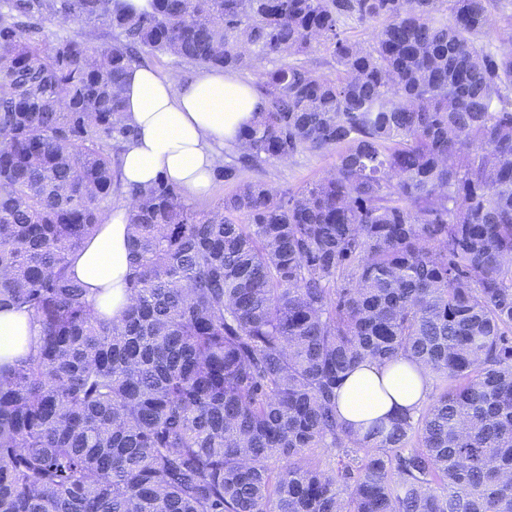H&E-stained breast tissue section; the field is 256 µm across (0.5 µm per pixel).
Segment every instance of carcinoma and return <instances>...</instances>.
<instances>
[{
    "instance_id": "carcinoma-1",
    "label": "carcinoma",
    "mask_w": 512,
    "mask_h": 512,
    "mask_svg": "<svg viewBox=\"0 0 512 512\" xmlns=\"http://www.w3.org/2000/svg\"><path fill=\"white\" fill-rule=\"evenodd\" d=\"M497 2L0 0V307L42 329L0 376V512H512ZM316 47L334 73L303 60ZM142 53L232 72L290 57L259 71L266 107L208 211L163 179L122 190ZM331 150L297 190L240 180ZM120 197L132 302L111 320L68 263ZM368 359L421 370L428 403L358 438L336 390Z\"/></svg>"
}]
</instances>
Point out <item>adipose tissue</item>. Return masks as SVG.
Wrapping results in <instances>:
<instances>
[{
  "mask_svg": "<svg viewBox=\"0 0 512 512\" xmlns=\"http://www.w3.org/2000/svg\"><path fill=\"white\" fill-rule=\"evenodd\" d=\"M135 138L120 154L123 189L165 179L182 191L203 195L225 149L264 108L256 86L238 74L203 70L189 79L164 76L131 65L124 91ZM131 272L128 206H113L97 233L70 258L69 273L87 290V299L107 318L130 303ZM41 329L31 316L13 307L0 310V369L13 367L37 349ZM428 381L419 371H398L387 364L358 366L336 392L337 411L355 431L375 419H392L421 406Z\"/></svg>",
  "mask_w": 512,
  "mask_h": 512,
  "instance_id": "adipose-tissue-1",
  "label": "adipose tissue"
}]
</instances>
